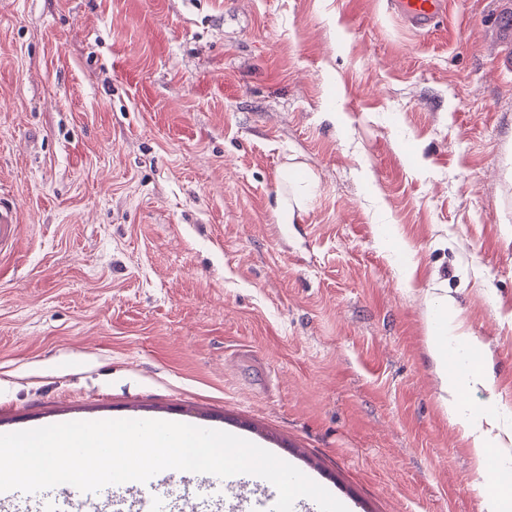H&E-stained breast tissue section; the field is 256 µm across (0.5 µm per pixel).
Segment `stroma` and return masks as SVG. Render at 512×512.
Here are the masks:
<instances>
[{"label": "stroma", "instance_id": "1", "mask_svg": "<svg viewBox=\"0 0 512 512\" xmlns=\"http://www.w3.org/2000/svg\"><path fill=\"white\" fill-rule=\"evenodd\" d=\"M447 2L418 32L388 0H0V434L181 422L348 512H488L427 333L447 290L469 402L512 419V0ZM301 169L295 165H289V172H294ZM289 172L285 177L288 190L286 196H283L281 210L285 217L288 219V224L292 223L295 210L300 211L302 208L303 200L309 191V188L314 184V175L305 171V177L302 180H295L289 177Z\"/></svg>", "mask_w": 512, "mask_h": 512}]
</instances>
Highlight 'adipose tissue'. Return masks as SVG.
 <instances>
[{
  "label": "adipose tissue",
  "instance_id": "adipose-tissue-1",
  "mask_svg": "<svg viewBox=\"0 0 512 512\" xmlns=\"http://www.w3.org/2000/svg\"><path fill=\"white\" fill-rule=\"evenodd\" d=\"M428 329L429 354L438 372L441 402L486 471L494 475L498 491L489 499L490 512H512V459L493 455L497 440L490 428L492 418L467 400L470 389L484 384L486 374L469 361L471 341L460 329L453 300L444 295L435 298Z\"/></svg>",
  "mask_w": 512,
  "mask_h": 512
}]
</instances>
